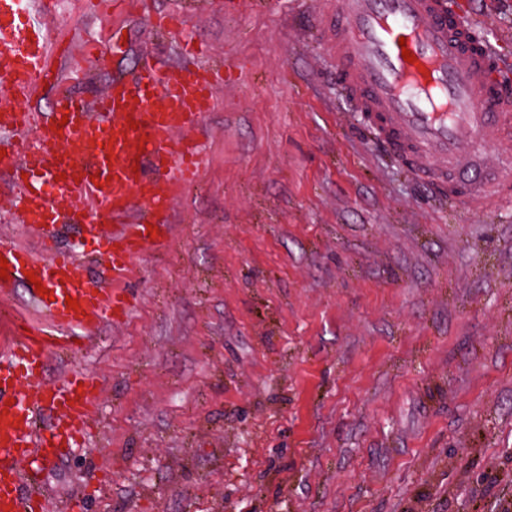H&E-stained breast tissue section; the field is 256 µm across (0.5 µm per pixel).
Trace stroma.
Instances as JSON below:
<instances>
[{"label": "stroma", "mask_w": 512, "mask_h": 512, "mask_svg": "<svg viewBox=\"0 0 512 512\" xmlns=\"http://www.w3.org/2000/svg\"><path fill=\"white\" fill-rule=\"evenodd\" d=\"M323 0H69L52 38L127 33L224 68L207 167L79 346L102 436L34 461L48 512H502L512 503V203L437 197L336 84ZM154 13L181 19L150 31ZM512 84V0H470ZM109 484L100 495V484Z\"/></svg>", "instance_id": "stroma-1"}]
</instances>
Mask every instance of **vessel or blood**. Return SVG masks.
<instances>
[{
  "mask_svg": "<svg viewBox=\"0 0 512 512\" xmlns=\"http://www.w3.org/2000/svg\"><path fill=\"white\" fill-rule=\"evenodd\" d=\"M62 8V0H0V78L14 93L0 103V131L11 136L0 174L13 187L10 221L38 241L34 249L0 247L9 267L0 288L31 275L42 284L30 292L37 322L15 319L16 337L0 358V512H44L24 464L77 446L100 390L75 366L50 381L46 364L87 340L88 329L126 318L121 284L134 257L166 242L173 203L206 166L199 144L175 135L216 106L210 69L188 59L162 66L149 52L132 78L114 80L94 99L60 90L41 121L17 109L44 85L57 86L52 60L74 52L50 37ZM316 21L331 33L345 97L419 178L469 208L512 199V94L498 83L492 48L471 44L459 13L444 12L439 0H328ZM493 141L509 151L490 167ZM100 211L112 227L99 223ZM70 221L79 224L77 249L59 243L58 229ZM91 259L102 264L100 276L89 275ZM70 297L76 306L67 305Z\"/></svg>",
  "mask_w": 512,
  "mask_h": 512,
  "instance_id": "vessel-or-blood-1",
  "label": "vessel or blood"
}]
</instances>
